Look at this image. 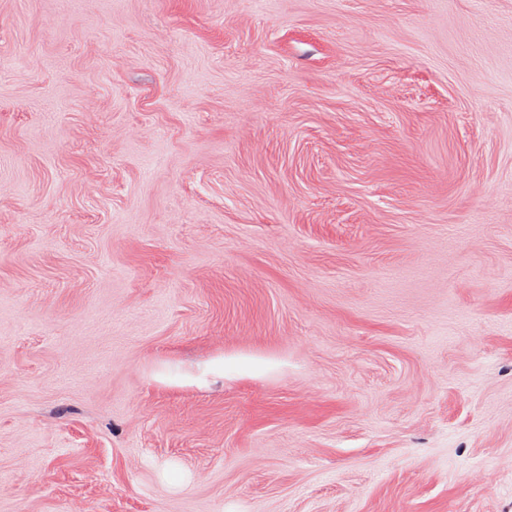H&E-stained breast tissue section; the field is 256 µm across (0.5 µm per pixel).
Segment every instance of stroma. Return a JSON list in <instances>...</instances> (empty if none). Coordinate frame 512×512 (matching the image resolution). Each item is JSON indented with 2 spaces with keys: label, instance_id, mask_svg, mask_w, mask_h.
Returning <instances> with one entry per match:
<instances>
[{
  "label": "stroma",
  "instance_id": "1",
  "mask_svg": "<svg viewBox=\"0 0 512 512\" xmlns=\"http://www.w3.org/2000/svg\"><path fill=\"white\" fill-rule=\"evenodd\" d=\"M0 512H512V0H0Z\"/></svg>",
  "mask_w": 512,
  "mask_h": 512
}]
</instances>
